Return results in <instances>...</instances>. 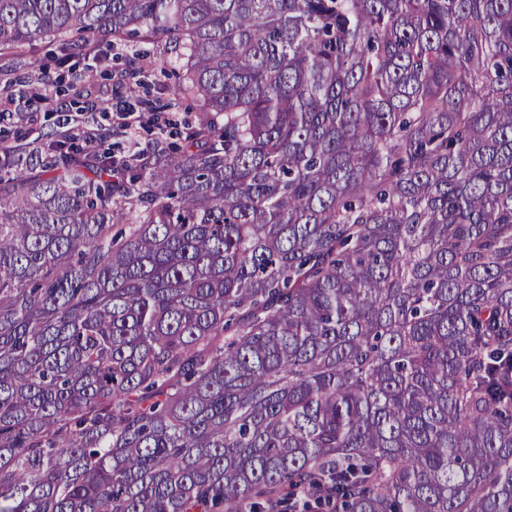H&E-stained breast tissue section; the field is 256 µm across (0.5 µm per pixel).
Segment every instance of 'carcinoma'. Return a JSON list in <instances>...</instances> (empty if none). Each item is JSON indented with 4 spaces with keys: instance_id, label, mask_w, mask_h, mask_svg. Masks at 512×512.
Masks as SVG:
<instances>
[{
    "instance_id": "1",
    "label": "carcinoma",
    "mask_w": 512,
    "mask_h": 512,
    "mask_svg": "<svg viewBox=\"0 0 512 512\" xmlns=\"http://www.w3.org/2000/svg\"><path fill=\"white\" fill-rule=\"evenodd\" d=\"M131 37L178 144L0 152V512H512V0H0V99ZM130 44L135 46L129 47V49L125 48L123 55H119L118 58L115 57V51H112L111 45L107 42H103L99 47L101 50V57L106 58V63H112L113 69H121L124 67V64H132L134 66H138V56L139 62L141 65L148 67L149 61L153 60L157 57H163L167 61H176L180 58L183 53V49L181 45H175V43L156 46V44L146 43L139 41L138 39H134L130 41ZM114 55V59L112 58ZM144 57H141L143 56ZM149 68V67H148Z\"/></svg>"
}]
</instances>
